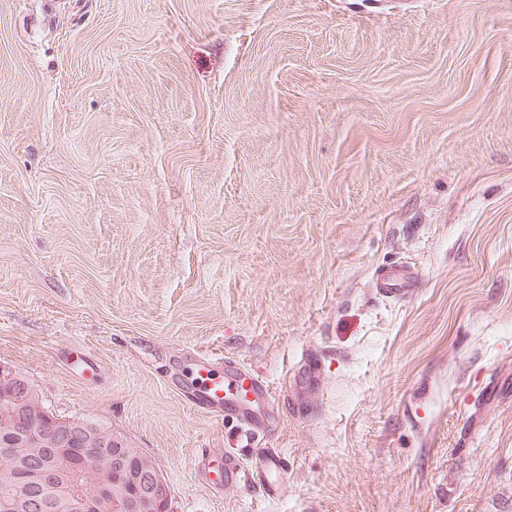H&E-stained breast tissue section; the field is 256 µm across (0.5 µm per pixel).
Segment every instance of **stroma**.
<instances>
[{
  "instance_id": "35a3bbf8",
  "label": "stroma",
  "mask_w": 512,
  "mask_h": 512,
  "mask_svg": "<svg viewBox=\"0 0 512 512\" xmlns=\"http://www.w3.org/2000/svg\"><path fill=\"white\" fill-rule=\"evenodd\" d=\"M0 364L173 512H512V0H0ZM402 282L396 283L393 276L385 277L379 275L377 278L376 289L383 296L404 298L411 295L417 287L419 278L418 274L411 270L402 272ZM221 360V357L212 355H197L194 358L190 367L194 404L206 412L224 407V412L236 413L248 431H265L264 406L272 395L269 385L255 376L234 371L218 372L216 366ZM246 380L250 382L248 388L245 387ZM249 395L253 396V400L248 399ZM283 470L282 457L275 450L268 449L267 452L259 458V464L256 467V477L259 481L271 484L270 478L280 474Z\"/></svg>"
}]
</instances>
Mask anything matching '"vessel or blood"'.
<instances>
[{
	"instance_id": "vessel-or-blood-1",
	"label": "vessel or blood",
	"mask_w": 512,
	"mask_h": 512,
	"mask_svg": "<svg viewBox=\"0 0 512 512\" xmlns=\"http://www.w3.org/2000/svg\"><path fill=\"white\" fill-rule=\"evenodd\" d=\"M419 278L416 272L403 271L401 279L378 276L376 287L387 297L404 298L417 287ZM219 357L196 356L190 376L195 404L200 410L210 412L222 408L237 414L247 430L260 432L266 428L265 402L271 396L269 385L258 377H245L237 372H218ZM283 461L280 454L270 450L261 455L256 468V476L261 482H269L280 474Z\"/></svg>"
}]
</instances>
